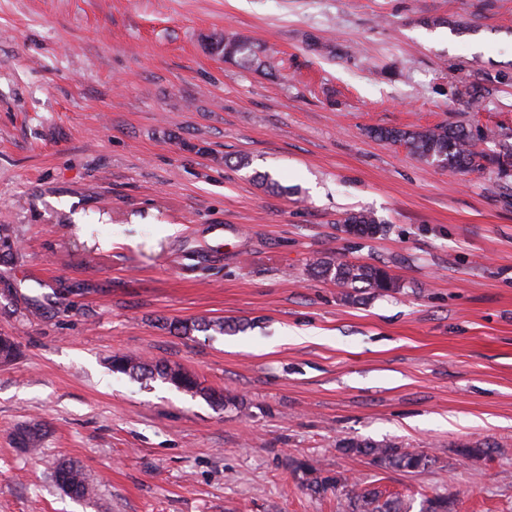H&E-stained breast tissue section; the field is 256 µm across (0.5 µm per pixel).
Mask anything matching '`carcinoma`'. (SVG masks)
<instances>
[{
	"mask_svg": "<svg viewBox=\"0 0 512 512\" xmlns=\"http://www.w3.org/2000/svg\"><path fill=\"white\" fill-rule=\"evenodd\" d=\"M213 50L224 56V60L244 68L258 69L265 65L261 59L263 50L248 39L226 38L214 43ZM374 137L400 143L419 159L428 164L450 171H466L482 167L488 163L499 171L512 169V147L499 152L488 153L479 143L493 142L498 137L494 130H486L479 137L463 126L446 124L415 129L376 128ZM343 224L356 228L355 234L361 238H374L384 232V227L376 215L369 211H357L347 215ZM310 272L316 277L336 282L344 288L362 285L379 292H387L397 287L387 269L372 265L352 263L342 258L325 260L318 258L309 264ZM242 328L238 321L221 318H199L190 323L174 322L169 330L179 336H189L203 332L208 336L234 332ZM18 355V345L11 336H0V361H11ZM112 371L131 378L161 380L190 395L200 394L210 402L228 407L236 404V396L230 392L207 390L200 386L196 376L183 367L168 361L147 360L134 355H115L110 359ZM14 441L18 448L32 453L42 447L44 433L38 425H25L15 429ZM344 452L368 458L380 468L415 472L427 468L432 459L415 449L405 448L396 442L375 443L349 438L339 444ZM457 455L468 459L481 454L504 453L497 446L490 447L470 441L457 443ZM296 469L306 476V489L315 494L325 493L344 483L338 476H331L313 463H300ZM53 478L57 485L71 497L90 501L96 496V487L89 482L84 471L76 464L65 461L56 468ZM348 512H409V507L398 496L383 497L376 488H360L353 485L347 490Z\"/></svg>",
	"mask_w": 512,
	"mask_h": 512,
	"instance_id": "cac0c4a2",
	"label": "carcinoma"
}]
</instances>
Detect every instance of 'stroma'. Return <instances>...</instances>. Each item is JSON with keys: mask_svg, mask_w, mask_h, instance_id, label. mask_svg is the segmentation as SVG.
<instances>
[{"mask_svg": "<svg viewBox=\"0 0 512 512\" xmlns=\"http://www.w3.org/2000/svg\"><path fill=\"white\" fill-rule=\"evenodd\" d=\"M227 36L266 46L265 68L214 53ZM437 124L512 145V0H0V227L19 244L0 263L19 345L0 363V512H345L303 488L304 460L411 512L438 494L512 512V175L372 134ZM360 210L382 235L343 232ZM324 257L397 287L310 276ZM200 317L246 328L168 329ZM118 354L239 406L112 372ZM34 423L28 455L13 431ZM348 438L435 463L382 470ZM462 440L499 451L465 460ZM63 459L96 498L56 486ZM17 448L25 452H35L42 447L44 433L38 425H25L17 427L13 433Z\"/></svg>", "mask_w": 512, "mask_h": 512, "instance_id": "35a3bbf8", "label": "stroma"}]
</instances>
